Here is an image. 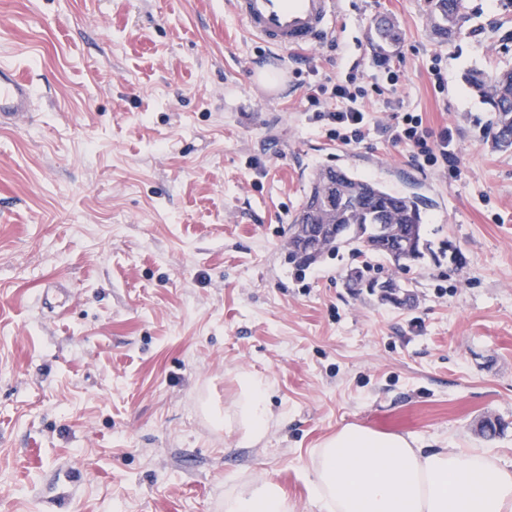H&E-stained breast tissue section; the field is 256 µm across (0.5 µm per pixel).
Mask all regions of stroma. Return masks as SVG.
Listing matches in <instances>:
<instances>
[{"label":"stroma","mask_w":512,"mask_h":512,"mask_svg":"<svg viewBox=\"0 0 512 512\" xmlns=\"http://www.w3.org/2000/svg\"><path fill=\"white\" fill-rule=\"evenodd\" d=\"M466 6L442 41L426 0H344L335 37L274 55L227 0H0L35 91L0 128V512H224L260 479L317 512V449L374 415L512 468V149L464 82L512 67V0ZM349 74L373 127L346 146L310 118ZM407 112L452 131L454 171L393 141ZM327 167L427 198L429 253L389 269L408 305L351 287L350 249L286 263ZM242 373L271 386L251 447Z\"/></svg>","instance_id":"stroma-1"}]
</instances>
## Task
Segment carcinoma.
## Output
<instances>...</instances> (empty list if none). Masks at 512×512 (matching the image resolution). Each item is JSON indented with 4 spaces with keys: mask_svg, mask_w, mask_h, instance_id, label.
<instances>
[{
    "mask_svg": "<svg viewBox=\"0 0 512 512\" xmlns=\"http://www.w3.org/2000/svg\"><path fill=\"white\" fill-rule=\"evenodd\" d=\"M434 33L452 36L466 21L464 0H428ZM471 89L492 112V143L512 147V68L494 73L472 70ZM426 203L398 196L380 184L341 168H323L288 225V263L305 269L325 254L352 247L396 266L415 263L429 251L424 238Z\"/></svg>",
    "mask_w": 512,
    "mask_h": 512,
    "instance_id": "obj_1",
    "label": "carcinoma"
}]
</instances>
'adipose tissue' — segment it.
I'll use <instances>...</instances> for the list:
<instances>
[{"instance_id": "obj_1", "label": "adipose tissue", "mask_w": 512, "mask_h": 512, "mask_svg": "<svg viewBox=\"0 0 512 512\" xmlns=\"http://www.w3.org/2000/svg\"><path fill=\"white\" fill-rule=\"evenodd\" d=\"M237 384L242 442L252 446L268 433L269 383L244 373ZM310 495L319 512H512V470L483 451L416 447L404 436L348 424L318 449ZM224 512L293 508L264 481L225 501Z\"/></svg>"}]
</instances>
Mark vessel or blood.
Segmentation results:
<instances>
[{"instance_id": "vessel-or-blood-1", "label": "vessel or blood", "mask_w": 512, "mask_h": 512, "mask_svg": "<svg viewBox=\"0 0 512 512\" xmlns=\"http://www.w3.org/2000/svg\"><path fill=\"white\" fill-rule=\"evenodd\" d=\"M343 0H231L233 14L271 50H300L321 44L335 29ZM34 107L29 82L0 65V128L24 122Z\"/></svg>"}]
</instances>
